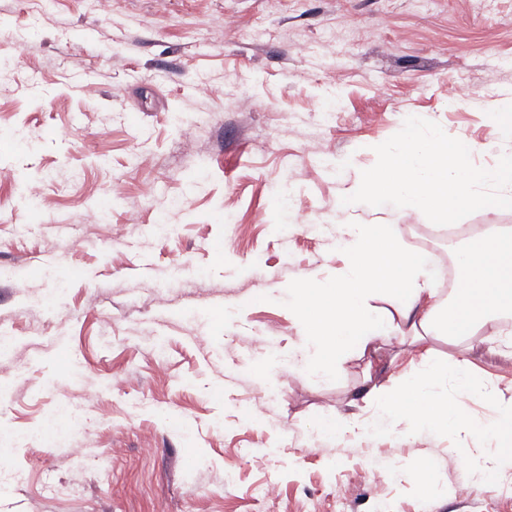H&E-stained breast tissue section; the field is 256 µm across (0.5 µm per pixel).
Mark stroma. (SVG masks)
I'll return each mask as SVG.
<instances>
[{
	"label": "stroma",
	"mask_w": 512,
	"mask_h": 512,
	"mask_svg": "<svg viewBox=\"0 0 512 512\" xmlns=\"http://www.w3.org/2000/svg\"><path fill=\"white\" fill-rule=\"evenodd\" d=\"M93 2L0 0V44L31 46L22 61L0 53V512H512V490L472 467L492 441L370 434L364 361L305 371L285 292L342 268L333 221L375 218L337 213L342 193L380 168L407 118L482 144L475 166L496 163L512 0L428 13L413 0H112L108 14ZM461 79L474 102H449ZM215 84L223 97L207 95ZM187 135L198 149L180 161ZM33 177L36 202L20 192ZM111 223L125 232L105 247ZM470 358L480 389L458 407L477 425L483 390L512 394V352ZM91 397L104 409L73 434L67 409ZM43 422L41 442L19 443ZM331 422L349 429L331 435ZM64 439L107 451L106 466L79 464Z\"/></svg>",
	"instance_id": "35a3bbf8"
}]
</instances>
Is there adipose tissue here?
<instances>
[{"mask_svg":"<svg viewBox=\"0 0 512 512\" xmlns=\"http://www.w3.org/2000/svg\"><path fill=\"white\" fill-rule=\"evenodd\" d=\"M499 154L495 166L478 169L475 143H449L446 131L421 132L408 125L397 146L383 154L382 175L360 176L350 197L376 213L401 217L412 211L439 224L475 208H512V115L496 120ZM490 186L492 195L479 194ZM336 232L346 262L335 277H307L288 286L291 307L303 326L311 353L309 371L327 377L340 372L352 356L366 358L367 402L376 406L374 433L392 431L399 421L440 433L454 428L491 437V455L478 462L482 478L512 484V398L497 390L487 394L494 415L469 426L436 388L453 382L472 392L474 365L468 353L479 346L498 350L502 336L492 324L512 315V231L499 229L478 238L458 258L461 286L448 298L437 294L422 254L404 248L392 224H340ZM465 342L467 352L451 362L434 360L428 334ZM413 339L418 361L410 381L383 382L379 343Z\"/></svg>","mask_w":512,"mask_h":512,"instance_id":"adipose-tissue-1","label":"adipose tissue"}]
</instances>
